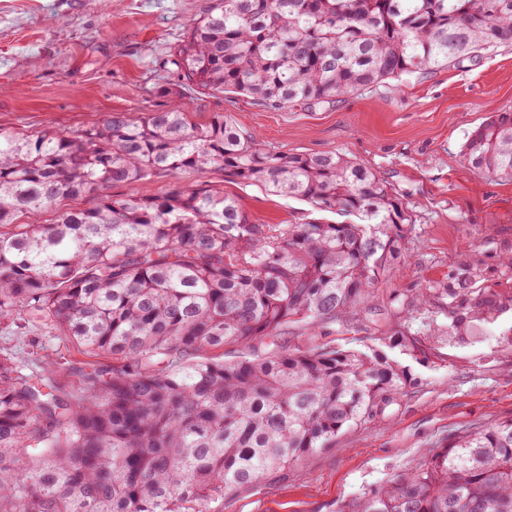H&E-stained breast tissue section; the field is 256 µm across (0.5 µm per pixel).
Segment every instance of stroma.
Masks as SVG:
<instances>
[{
	"label": "stroma",
	"instance_id": "35a3bbf8",
	"mask_svg": "<svg viewBox=\"0 0 512 512\" xmlns=\"http://www.w3.org/2000/svg\"><path fill=\"white\" fill-rule=\"evenodd\" d=\"M210 2L0 0V128L70 133L108 112L137 118L168 107L164 91L177 77L165 61ZM182 108L192 125L206 126L222 113L273 151L340 153L385 181L410 216L403 257L368 302L318 334L337 347L381 349L408 316L432 349L426 365L392 350L413 382L383 418L346 431L287 479L227 496L224 512H339L455 432L512 418V347L498 341L512 330V182L478 175L461 158L472 127L512 111V45L482 52L469 67L393 79L330 107L278 110L189 89ZM177 185L224 189L263 224L314 215L304 201L271 195L218 168L118 184L110 193L161 196ZM478 292L500 295L507 308L464 341L441 335L449 312ZM0 349L34 367L54 364L57 381L75 395L92 361L68 337L14 322L0 323Z\"/></svg>",
	"mask_w": 512,
	"mask_h": 512
}]
</instances>
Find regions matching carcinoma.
I'll return each instance as SVG.
<instances>
[{"instance_id": "1", "label": "carcinoma", "mask_w": 512, "mask_h": 512, "mask_svg": "<svg viewBox=\"0 0 512 512\" xmlns=\"http://www.w3.org/2000/svg\"><path fill=\"white\" fill-rule=\"evenodd\" d=\"M504 43L512 0H213L166 64L191 89L309 108ZM462 158L512 182V112L474 127ZM216 167L355 220L260 224L217 187L109 194ZM80 196L96 202L51 224L17 222ZM409 223L377 174L345 155L269 151L224 116L192 127L177 105L108 112L71 134L0 129V320L21 314L112 358L90 364L74 397L51 367L0 350V512H224V497L380 419L412 382L398 360L277 340L366 302ZM500 305L461 300L448 337L473 335ZM226 345L252 355L200 356ZM391 347L430 359L409 329ZM341 512H512V419L460 432Z\"/></svg>"}]
</instances>
